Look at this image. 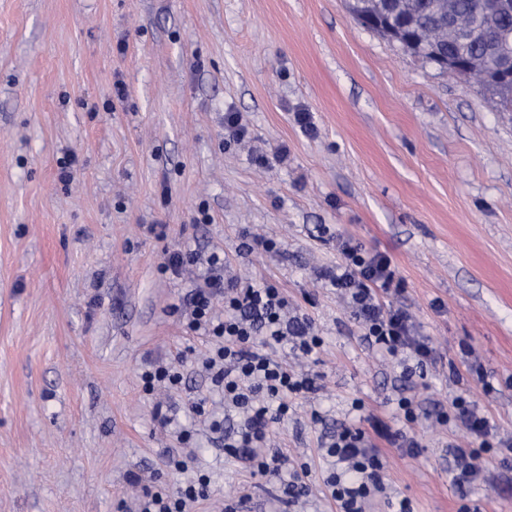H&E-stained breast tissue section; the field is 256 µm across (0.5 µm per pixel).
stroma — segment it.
Segmentation results:
<instances>
[{
    "label": "stroma",
    "mask_w": 512,
    "mask_h": 512,
    "mask_svg": "<svg viewBox=\"0 0 512 512\" xmlns=\"http://www.w3.org/2000/svg\"><path fill=\"white\" fill-rule=\"evenodd\" d=\"M300 109L316 134L295 123ZM228 112L246 117L247 145L225 144ZM255 229L281 250L236 273L296 301L311 293L303 310L323 339L311 368L325 387L275 438L313 480L312 411L341 420L360 398L387 415L398 396L399 367L359 345L331 290L312 288L336 263V233L393 259L445 359L479 352L494 390L471 394L512 430V112L498 98L360 26L345 0H0V512H133L128 472L167 474L183 429L211 480L196 512L238 495L247 473L188 411L202 399L224 416L186 353L202 341L174 311L196 275L159 265L177 245L234 253ZM182 352L164 430L140 374ZM456 438L427 430L413 458L386 449L389 500L458 512ZM490 478L470 507L512 512V471Z\"/></svg>",
    "instance_id": "stroma-1"
}]
</instances>
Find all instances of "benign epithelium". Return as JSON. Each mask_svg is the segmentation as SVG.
<instances>
[{"instance_id":"1","label":"benign epithelium","mask_w":512,"mask_h":512,"mask_svg":"<svg viewBox=\"0 0 512 512\" xmlns=\"http://www.w3.org/2000/svg\"><path fill=\"white\" fill-rule=\"evenodd\" d=\"M396 11L382 9L376 6V12L365 16H358L356 20L363 25L384 32L392 40L401 45L413 46L418 38L424 37L429 41L439 39L442 35L452 33L459 36V41L466 42L472 37V32L464 29V24L455 15L453 6H448L436 16L438 28L416 32L410 24H398L394 20ZM512 38L505 36L496 46L497 65L491 71L482 68L478 62L470 60L464 53H459L441 61L444 71L456 76L480 77L479 83L487 86L492 91L500 93L512 90V48L509 44Z\"/></svg>"}]
</instances>
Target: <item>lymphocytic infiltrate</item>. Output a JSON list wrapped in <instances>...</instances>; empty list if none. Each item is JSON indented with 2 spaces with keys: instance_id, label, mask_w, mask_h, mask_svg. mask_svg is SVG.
Segmentation results:
<instances>
[{
  "instance_id": "lymphocytic-infiltrate-1",
  "label": "lymphocytic infiltrate",
  "mask_w": 512,
  "mask_h": 512,
  "mask_svg": "<svg viewBox=\"0 0 512 512\" xmlns=\"http://www.w3.org/2000/svg\"><path fill=\"white\" fill-rule=\"evenodd\" d=\"M336 267L318 271V279L335 288L346 305L361 343L382 357L402 364L404 393L387 418L367 412L364 401L354 400L357 418L344 420L319 446L328 462L323 479L326 496L336 512H369L388 495L386 460L382 445L417 456L422 446L417 430L424 420L452 426L460 437L453 445L450 470L459 495L481 480L489 459L512 470V437L494 432L490 418L471 396L469 378L486 381L482 366L466 363L451 368L454 391L447 402L425 406L415 392L419 379L435 368L441 356L433 343L421 336L403 303V279L392 259L364 247L357 240L337 236ZM189 266L199 274L186 304L188 327L201 336L207 350L202 367L224 396V411L234 423L224 435V454L242 465L251 477L277 486L285 507L310 497L308 463L273 447L274 426L288 418L294 400L320 390L319 373L296 366L311 356L322 340L310 317L299 313L285 289L265 280L244 281L231 271L225 254L178 247L167 251L162 269L180 276ZM223 300L224 313L216 315L215 300ZM287 344L290 359L272 357L270 344ZM130 484L140 488L138 512H193L211 494L205 473L166 488L155 476L130 472Z\"/></svg>"
}]
</instances>
